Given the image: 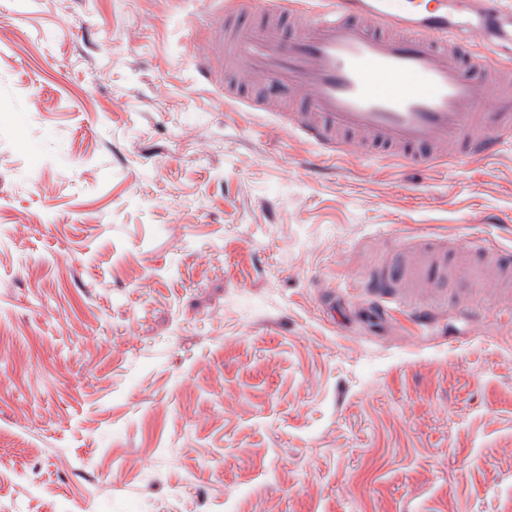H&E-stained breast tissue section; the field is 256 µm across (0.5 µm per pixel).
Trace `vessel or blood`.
Masks as SVG:
<instances>
[{"label":"vessel or blood","mask_w":512,"mask_h":512,"mask_svg":"<svg viewBox=\"0 0 512 512\" xmlns=\"http://www.w3.org/2000/svg\"><path fill=\"white\" fill-rule=\"evenodd\" d=\"M199 73L224 98L274 113L334 158L359 149L421 167L491 156L512 141V7L490 0H226ZM454 281L472 303L512 313V252L482 238L448 259L417 241L367 282L361 320L386 327L419 287Z\"/></svg>","instance_id":"b4317fda"}]
</instances>
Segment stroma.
Returning <instances> with one entry per match:
<instances>
[{
  "label": "stroma",
  "instance_id": "stroma-1",
  "mask_svg": "<svg viewBox=\"0 0 512 512\" xmlns=\"http://www.w3.org/2000/svg\"><path fill=\"white\" fill-rule=\"evenodd\" d=\"M211 0H0V512H512V323L321 287L512 250V145L321 160L190 55Z\"/></svg>",
  "mask_w": 512,
  "mask_h": 512
}]
</instances>
